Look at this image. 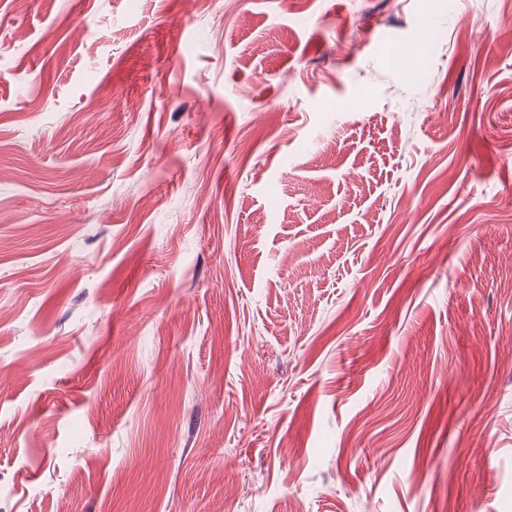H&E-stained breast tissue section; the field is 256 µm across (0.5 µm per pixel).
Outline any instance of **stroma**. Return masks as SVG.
I'll list each match as a JSON object with an SVG mask.
<instances>
[{
	"mask_svg": "<svg viewBox=\"0 0 512 512\" xmlns=\"http://www.w3.org/2000/svg\"><path fill=\"white\" fill-rule=\"evenodd\" d=\"M512 0H0V512H512Z\"/></svg>",
	"mask_w": 512,
	"mask_h": 512,
	"instance_id": "stroma-1",
	"label": "stroma"
}]
</instances>
